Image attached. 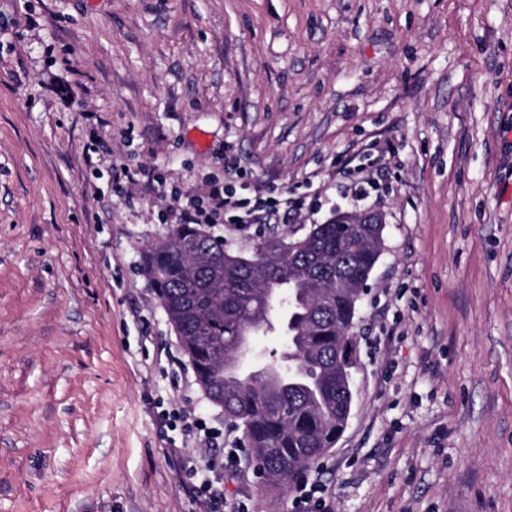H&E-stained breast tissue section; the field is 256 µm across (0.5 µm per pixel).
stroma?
I'll use <instances>...</instances> for the list:
<instances>
[{"label":"stroma","instance_id":"1","mask_svg":"<svg viewBox=\"0 0 512 512\" xmlns=\"http://www.w3.org/2000/svg\"><path fill=\"white\" fill-rule=\"evenodd\" d=\"M386 214L336 512H512V0H0V512H289L198 386L140 271L171 189ZM189 494L200 498L203 503L205 512H248L247 505L243 502L232 503L228 508L227 499H224V494L213 491V480L208 478L200 483V485H191L186 487Z\"/></svg>","mask_w":512,"mask_h":512}]
</instances>
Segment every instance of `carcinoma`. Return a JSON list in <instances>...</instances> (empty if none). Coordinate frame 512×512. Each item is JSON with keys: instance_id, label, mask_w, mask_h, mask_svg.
Returning <instances> with one entry per match:
<instances>
[{"instance_id": "1", "label": "carcinoma", "mask_w": 512, "mask_h": 512, "mask_svg": "<svg viewBox=\"0 0 512 512\" xmlns=\"http://www.w3.org/2000/svg\"><path fill=\"white\" fill-rule=\"evenodd\" d=\"M375 229L314 224L276 252L279 235L252 252L230 251L197 224H177L146 247L141 270L154 288L197 383L242 429L267 485L303 477L336 443L347 406L351 336L360 301L336 275L366 278L378 261ZM283 332L287 348L266 357L252 380L240 349L261 333Z\"/></svg>"}]
</instances>
